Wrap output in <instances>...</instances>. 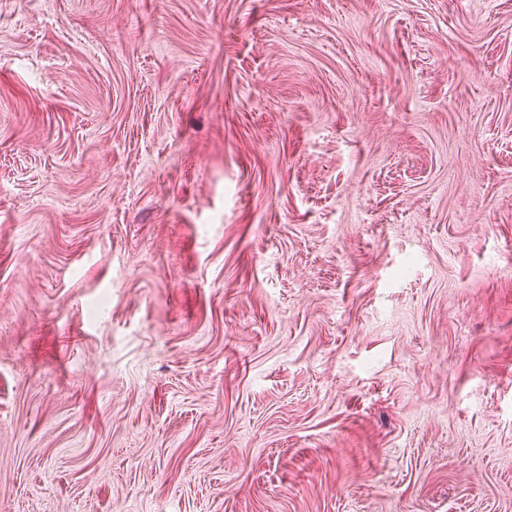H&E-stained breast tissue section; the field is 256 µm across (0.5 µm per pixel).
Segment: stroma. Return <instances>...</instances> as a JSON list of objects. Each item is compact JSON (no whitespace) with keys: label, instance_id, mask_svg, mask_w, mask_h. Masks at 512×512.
<instances>
[{"label":"stroma","instance_id":"1","mask_svg":"<svg viewBox=\"0 0 512 512\" xmlns=\"http://www.w3.org/2000/svg\"><path fill=\"white\" fill-rule=\"evenodd\" d=\"M0 512H512V0H0Z\"/></svg>","mask_w":512,"mask_h":512}]
</instances>
